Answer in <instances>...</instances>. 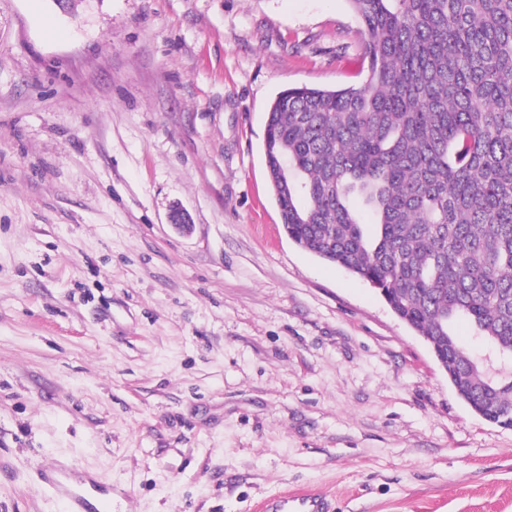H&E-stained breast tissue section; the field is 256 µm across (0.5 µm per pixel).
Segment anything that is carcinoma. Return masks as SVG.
Listing matches in <instances>:
<instances>
[{
    "instance_id": "1",
    "label": "carcinoma",
    "mask_w": 512,
    "mask_h": 512,
    "mask_svg": "<svg viewBox=\"0 0 512 512\" xmlns=\"http://www.w3.org/2000/svg\"><path fill=\"white\" fill-rule=\"evenodd\" d=\"M349 2L362 83L290 87L267 112L282 224L377 288L461 400L512 428V0Z\"/></svg>"
}]
</instances>
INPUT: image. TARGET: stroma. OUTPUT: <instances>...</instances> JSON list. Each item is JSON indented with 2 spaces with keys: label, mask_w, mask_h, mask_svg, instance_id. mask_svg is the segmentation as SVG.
I'll list each match as a JSON object with an SVG mask.
<instances>
[{
  "label": "stroma",
  "mask_w": 512,
  "mask_h": 512,
  "mask_svg": "<svg viewBox=\"0 0 512 512\" xmlns=\"http://www.w3.org/2000/svg\"><path fill=\"white\" fill-rule=\"evenodd\" d=\"M360 43L348 0H0V512L60 468L116 512H512V429L272 195L270 104ZM327 496L316 490L282 491L274 500L262 501L254 512H329Z\"/></svg>",
  "instance_id": "obj_1"
}]
</instances>
